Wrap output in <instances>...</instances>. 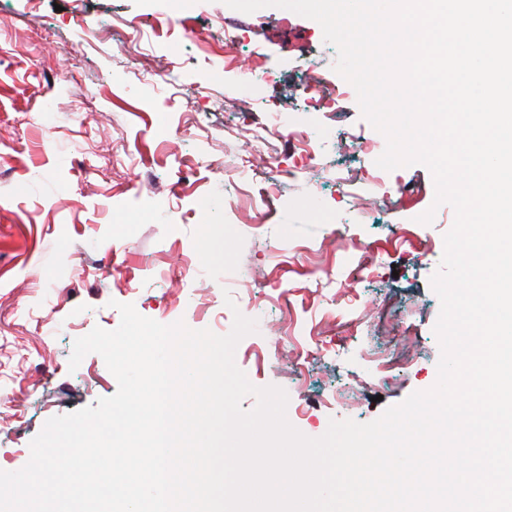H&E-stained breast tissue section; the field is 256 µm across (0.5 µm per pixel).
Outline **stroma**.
Returning <instances> with one entry per match:
<instances>
[{"label":"stroma","instance_id":"1","mask_svg":"<svg viewBox=\"0 0 512 512\" xmlns=\"http://www.w3.org/2000/svg\"><path fill=\"white\" fill-rule=\"evenodd\" d=\"M0 0V470L21 469L54 416L116 393L98 372L70 371L75 339L116 329L117 303L163 324L228 334L233 313L208 289L243 298L257 322L235 351L258 387L289 397L288 421L322 436L330 420L368 423L437 381L430 285L454 222L434 206L427 167L385 171L386 140L334 70L320 25L274 7L245 14L223 0ZM182 15L185 28L161 13ZM236 36L231 55L216 44ZM261 54L273 81L244 85ZM324 101L304 106L301 84ZM288 133L268 131L269 101ZM254 150L253 167L240 161ZM279 176L258 223L247 182ZM403 186L406 196L387 198ZM235 209H228V199ZM434 209L431 223L418 217ZM192 254L200 277H150ZM287 323L277 356L254 350Z\"/></svg>","mask_w":512,"mask_h":512}]
</instances>
